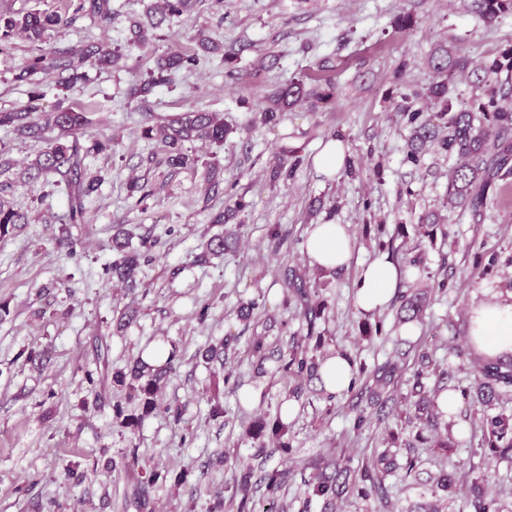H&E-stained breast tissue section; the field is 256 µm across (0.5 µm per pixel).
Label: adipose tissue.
I'll use <instances>...</instances> for the list:
<instances>
[{
  "label": "adipose tissue",
  "instance_id": "obj_1",
  "mask_svg": "<svg viewBox=\"0 0 512 512\" xmlns=\"http://www.w3.org/2000/svg\"><path fill=\"white\" fill-rule=\"evenodd\" d=\"M311 266L340 269L351 259L352 242L346 225L315 224L309 228L304 246ZM400 271L387 258L380 257L364 265L359 274L355 304L360 312L383 309L396 292ZM471 333L480 352L490 356L512 353V302L491 293L469 310Z\"/></svg>",
  "mask_w": 512,
  "mask_h": 512
}]
</instances>
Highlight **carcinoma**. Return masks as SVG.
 <instances>
[{"instance_id":"carcinoma-1","label":"carcinoma","mask_w":512,"mask_h":512,"mask_svg":"<svg viewBox=\"0 0 512 512\" xmlns=\"http://www.w3.org/2000/svg\"><path fill=\"white\" fill-rule=\"evenodd\" d=\"M472 13L483 21L492 23L507 12H512V0H468ZM195 0H160V4L150 8V27L136 21L132 25L131 41L143 44L150 39L149 30L158 28L166 19L180 16L192 9ZM76 11H83L101 22L112 19L111 0H79ZM68 23V19L57 11L46 12L29 10L24 13L10 11L0 12V42L24 34L36 45L34 52L15 75V80L29 82L38 73L54 66L69 72L66 83L73 85L83 79L84 74L78 69L86 65L104 69L120 58L116 49L106 48L100 44H88L77 50L61 52L49 57L42 47L50 32ZM198 54H170L161 56L156 61L150 77L133 89L132 96L145 95L151 89L168 81L172 72L190 70L197 64ZM429 64L438 74L440 80L432 83L427 91L420 94L399 91L404 102L401 107L403 118L411 126V139L406 158L417 165L427 145L435 150L454 155L459 164L448 178V207L452 210H469L478 215L485 207L488 191L494 182L512 175V46L499 53L486 57L478 66L482 72L479 81L482 92L473 101L470 110L457 108L451 94L455 76L468 73L471 62L464 55L454 56L450 53L431 57ZM335 87L326 82L314 87H306L304 81H291L273 93L274 107L264 110V120L268 123L280 119V113L286 112L305 99H313L329 104L334 99ZM41 94L34 93L29 102L19 108L0 111V127H8L17 135L29 138L49 139L47 146L32 163L37 175L53 179L55 184H65L68 189L67 221L71 225L85 223V202L101 186V179L86 175V159L92 154H101L110 150V142L92 138L86 134L90 120L87 113L71 105L59 103L49 110L37 104ZM160 134L167 148V162L173 168H194L199 159L185 148V143L203 140L218 146L224 145L228 129L224 117L218 112L190 111L171 120L160 127ZM300 163L299 158L288 161L282 157L272 172V180L287 181ZM24 223V217L18 212L0 204V240L14 236ZM126 236L123 230L112 238V249L118 258L108 267V272L121 282L132 286L136 283L142 266L152 261L151 250L155 243L144 240L141 248L129 249V243L122 240ZM434 239V230L427 224L419 225L418 237L413 249L416 253H405V266L401 273L421 267L417 251L423 245V239ZM287 287L291 288L295 302L304 308L307 318V335L304 343H292L286 352L274 354L269 351L261 336L254 337L249 348V355L260 364L275 363L274 372L298 382L320 379L318 373L321 364L317 353L323 348V336L315 334L316 320L321 318L324 304L318 300L319 287L311 286L298 279H290ZM427 296L413 288L397 289L395 304L399 311V325L419 322L423 318ZM448 355L464 358L477 384V403L483 407L484 442L482 449L484 464L490 465L505 459H512V413L492 412V406L499 400L502 390L512 387V355L487 359L470 348L451 347ZM175 371L173 358L159 365H150L138 358L123 370L112 374L113 390L124 393L125 402L113 404L116 417L123 418V424L135 430L142 419L156 411H171L163 404L158 392L166 379ZM397 366L387 363L366 374L364 366L354 369L353 382L365 377L373 380L378 394L382 395L381 407H387L390 399L389 387L394 383ZM448 369H438V385L432 393L416 382L411 387V407L414 410L408 423L416 429L415 438L429 444L431 448L448 451L453 447L452 436L436 434L430 438L424 436V430L434 422L438 412L439 397L448 390ZM137 402L142 412L138 415L127 414L123 404ZM288 434V424L280 416L273 422L260 419L246 429L247 437L265 447L264 438L277 441L282 451L291 453L289 443L284 441ZM419 461L415 456H406L405 462H399L397 454L389 448L374 449L370 458L362 467H352V458L343 454L318 455L306 461V467L314 471L306 484L305 498L299 512H308L314 501H323L329 505L342 497L344 493L369 501L377 499L387 501V477L398 471L405 473V478L418 480ZM289 470L274 469L263 477L268 496L266 512H277L279 492L288 482ZM168 474L153 470L144 481H137L132 490L125 495L124 509L144 512L148 506V487L159 480L167 479ZM489 473H481L462 483L457 469L442 467L424 483L425 500L418 503L412 512H443L440 502L454 498L459 491H464L468 512H504L503 501L489 483ZM251 471L241 475L238 486L233 488L230 499H239L237 512H255L250 496Z\"/></svg>"}]
</instances>
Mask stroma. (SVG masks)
Segmentation results:
<instances>
[{"label": "stroma", "mask_w": 512, "mask_h": 512, "mask_svg": "<svg viewBox=\"0 0 512 512\" xmlns=\"http://www.w3.org/2000/svg\"><path fill=\"white\" fill-rule=\"evenodd\" d=\"M152 2L112 0V19L102 23L68 0H12L17 10L66 14L67 25L51 32L49 46L104 44L120 49L122 57L112 68L86 69L85 79L67 89L54 69L16 81L33 49L24 37L0 52V108L23 106L35 92L47 109L64 99L87 112L90 132L112 140L108 152L86 161L88 175L100 176L102 184L86 203L77 253L70 258L55 247L66 222V191L26 179L45 140H21L0 127V153L11 162L0 169V201L28 218L17 236L0 242V304L9 310L0 321V512H123L134 480L126 461L134 454L144 470L187 474L179 485L155 483L146 512H209L246 466L257 508L267 505L262 477L275 468L289 470L285 498L300 507L312 475L305 459L343 452L358 464L388 432L364 384L330 399L313 381L293 398V380L260 375L250 364L252 337L278 347L306 333L301 308L286 301L292 274L327 284V307L316 322L324 352L345 351L370 367L383 363L394 355V344L372 331L379 323L391 328L396 308L360 313L354 305L358 271L405 249L397 225L411 231L422 222L446 221L449 237H435L423 249V274L415 285L428 289L429 307L412 348L397 357L402 395L417 379L434 387V368L449 360V341L468 333L472 303L490 290L512 293V177L494 183L480 216L448 210V173L456 159L429 150L419 164L407 161L411 129L398 110L397 90L401 83L426 90L436 79L428 61L439 48H453L475 64L512 46V13L488 26L468 10L467 0H201L155 29L147 45H131L130 26L145 19ZM403 15L412 17L411 29H397ZM200 33L218 42L220 51L173 72L145 99H129L159 56L196 50ZM399 67L404 74L397 82ZM299 78L309 86L332 80V105L309 100L279 123L264 122L267 96ZM188 110L223 114L231 132L220 148L190 143L200 165L175 171L160 141L144 138L142 129ZM336 137L348 165L329 177L317 171L313 158ZM284 150L300 164L292 179L275 183L270 173ZM213 158L220 174L211 179L206 163ZM134 179L145 185L146 200L131 193ZM238 198L247 207L236 213ZM221 210L228 213L225 224H211ZM326 221L347 225L352 259L348 267L321 275L310 267L304 243L309 226ZM118 224L131 231L132 247L144 236L158 241L133 288L104 272L117 257L112 236ZM223 231V255L203 257L206 235ZM257 298L264 308L242 318L241 308ZM125 309L138 317L122 330L116 317ZM230 334L237 341L224 362H206L205 349ZM162 338L176 350L177 371L161 399L181 417L153 414L133 433L114 415L111 386H90L84 373L97 366L98 341H106L109 366L116 369ZM33 348L47 350L43 368L26 363L23 353ZM228 371L236 390L224 385ZM284 399L293 407L290 453L255 447L245 436L247 424L275 413ZM217 403L224 407L219 415L212 411ZM359 409L369 424L357 432ZM438 422L455 440L449 464L472 478L482 462L474 450L484 442L478 403L460 401L453 415H440ZM224 453L230 463H220ZM68 467L85 473V480H65ZM387 484L388 505L348 497L337 501L336 512H409L420 499V487L402 475Z\"/></svg>", "instance_id": "35a3bbf8"}]
</instances>
